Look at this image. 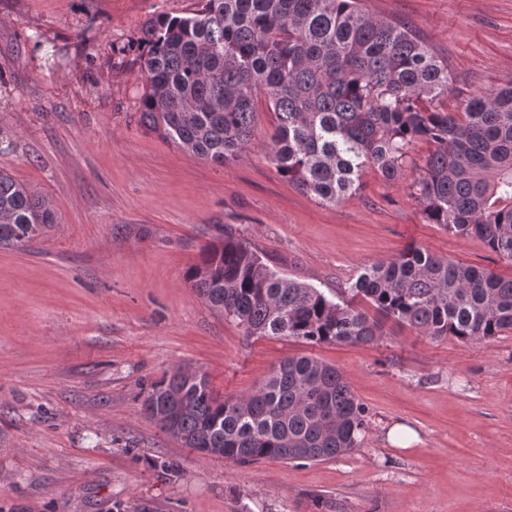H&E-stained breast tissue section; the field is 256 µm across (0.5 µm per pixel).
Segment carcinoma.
Masks as SVG:
<instances>
[{
    "label": "carcinoma",
    "mask_w": 512,
    "mask_h": 512,
    "mask_svg": "<svg viewBox=\"0 0 512 512\" xmlns=\"http://www.w3.org/2000/svg\"><path fill=\"white\" fill-rule=\"evenodd\" d=\"M360 0H200L157 15L136 50L145 74L139 121L187 153L224 164L250 148L258 96L277 125L268 157L300 192L334 206L371 167L394 180L419 141L434 145L414 181L432 224L476 237L512 264V84L449 112L448 65L410 26L377 19ZM55 216L0 170V248L35 241ZM188 272L199 295L251 338L371 344L385 319L432 339L512 332V277L411 247L366 267L347 298L270 267L226 227ZM143 411L184 447L238 464L321 461L362 445L369 411L336 367L290 357L254 393L224 398L206 375L177 369L150 385Z\"/></svg>",
    "instance_id": "cac0c4a2"
}]
</instances>
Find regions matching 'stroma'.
I'll use <instances>...</instances> for the list:
<instances>
[{
  "mask_svg": "<svg viewBox=\"0 0 512 512\" xmlns=\"http://www.w3.org/2000/svg\"><path fill=\"white\" fill-rule=\"evenodd\" d=\"M448 64L457 110L512 82V0H361ZM197 0H0V168L57 222L0 250V512H512V333L464 343L386 323L370 345L245 338L185 275L220 228L328 297L409 247L512 276L481 240L427 223L413 182L373 169L334 206L283 178L260 108L224 165L142 127L145 75L120 47ZM334 365L371 421L324 461L249 465L182 447L142 411L176 369L227 397L293 355ZM397 424L418 435L388 443Z\"/></svg>",
  "mask_w": 512,
  "mask_h": 512,
  "instance_id": "1",
  "label": "stroma"
}]
</instances>
